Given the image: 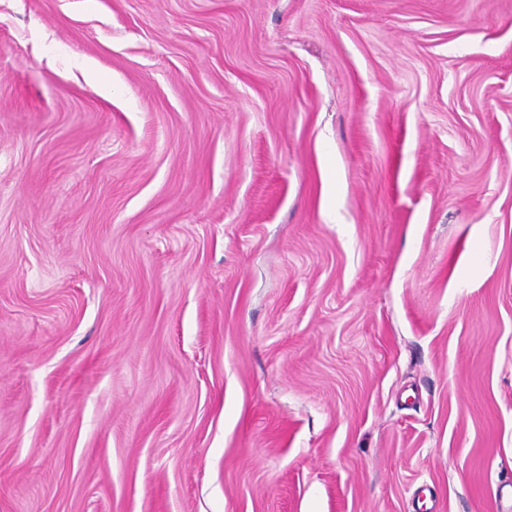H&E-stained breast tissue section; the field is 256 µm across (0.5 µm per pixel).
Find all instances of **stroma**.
Returning <instances> with one entry per match:
<instances>
[{"label":"stroma","instance_id":"1","mask_svg":"<svg viewBox=\"0 0 512 512\" xmlns=\"http://www.w3.org/2000/svg\"><path fill=\"white\" fill-rule=\"evenodd\" d=\"M0 512H512V0H0Z\"/></svg>","mask_w":512,"mask_h":512}]
</instances>
